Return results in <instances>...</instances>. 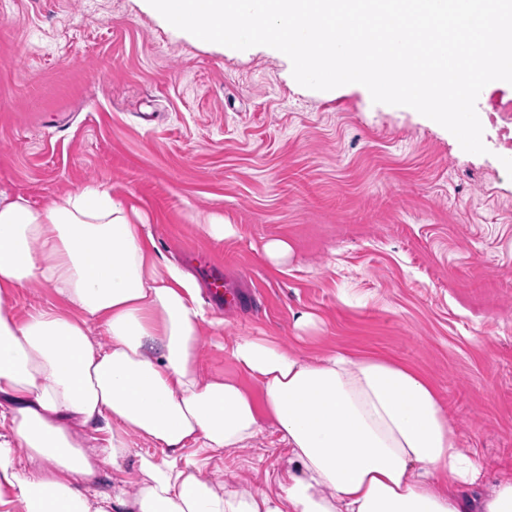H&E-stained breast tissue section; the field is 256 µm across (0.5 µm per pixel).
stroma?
I'll use <instances>...</instances> for the list:
<instances>
[{"label":"stroma","mask_w":512,"mask_h":512,"mask_svg":"<svg viewBox=\"0 0 512 512\" xmlns=\"http://www.w3.org/2000/svg\"><path fill=\"white\" fill-rule=\"evenodd\" d=\"M510 102V84L482 89L489 151L472 154L412 108L301 86L265 47L173 31L146 0H0V191L44 208L110 185L162 255L248 290L204 333L207 373L236 374L240 336L394 358L491 479L512 467V152L486 121ZM213 216L224 238L202 231ZM273 239L291 247L277 267ZM286 466L268 430L206 474L273 494Z\"/></svg>","instance_id":"obj_1"}]
</instances>
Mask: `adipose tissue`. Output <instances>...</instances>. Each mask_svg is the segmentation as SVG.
<instances>
[{
	"label": "adipose tissue",
	"instance_id": "obj_1",
	"mask_svg": "<svg viewBox=\"0 0 512 512\" xmlns=\"http://www.w3.org/2000/svg\"><path fill=\"white\" fill-rule=\"evenodd\" d=\"M137 214L104 184L47 210L0 191V512H512V470L486 483L405 364L241 337L242 379L203 374L216 319ZM34 281L60 303L18 319L8 299ZM268 425L288 452L278 494L205 477Z\"/></svg>",
	"mask_w": 512,
	"mask_h": 512
}]
</instances>
